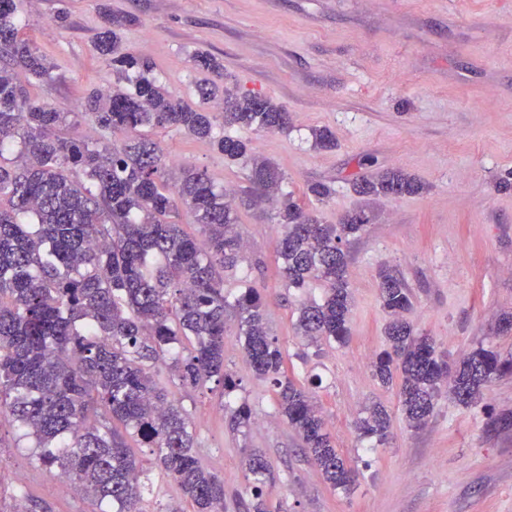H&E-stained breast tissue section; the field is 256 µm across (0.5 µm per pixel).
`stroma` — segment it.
Instances as JSON below:
<instances>
[{
    "label": "stroma",
    "mask_w": 512,
    "mask_h": 512,
    "mask_svg": "<svg viewBox=\"0 0 512 512\" xmlns=\"http://www.w3.org/2000/svg\"><path fill=\"white\" fill-rule=\"evenodd\" d=\"M132 14L124 48L146 55L174 96L197 104L192 52L224 62L238 89L285 108V131L248 132L254 151L284 173V191L322 221L363 206L354 182L377 172L414 176L424 193L381 198L363 233L346 243L352 302L346 344L311 345L295 333L301 303L320 293L284 288L277 243L283 229L267 204L238 205L246 262L226 269L224 289L258 288L265 322L296 382L320 375L315 397L338 451L358 470L345 489L331 488L277 412L276 396L243 355L236 320L224 337V363L241 387L191 389L156 377L195 424L201 462L224 477L227 495L249 499L244 455L260 450L270 465V512H512V374L463 407L439 396L421 429L409 428L395 388L369 370L386 346L389 321L378 295V270L396 269L413 294L406 318L450 361L477 345L512 355V335H495L512 311V0H36L41 22L22 16V38L53 65L49 82L32 94L55 109L77 111L93 90L111 86L112 69L97 53L101 9ZM66 14V26L55 21ZM328 129L333 150L315 148L312 132ZM165 159L207 169L217 183L243 192L249 171L208 142L175 129H151ZM335 195L316 204L310 184ZM247 402L250 428L230 420L229 406ZM379 404L391 417L386 445L358 438L354 423ZM148 490L143 512L180 503L178 486L136 447ZM42 512H96L75 485L61 486L16 431L0 427V512L28 501Z\"/></svg>",
    "instance_id": "stroma-1"
}]
</instances>
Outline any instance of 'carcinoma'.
Here are the masks:
<instances>
[{
	"instance_id": "carcinoma-1",
	"label": "carcinoma",
	"mask_w": 512,
	"mask_h": 512,
	"mask_svg": "<svg viewBox=\"0 0 512 512\" xmlns=\"http://www.w3.org/2000/svg\"><path fill=\"white\" fill-rule=\"evenodd\" d=\"M24 0H0V422L6 421L49 468L78 482L98 512H142L145 484L131 437L153 449L191 512H224V477L197 457L194 424L155 379L168 366L183 387L215 381L228 394L238 386L224 365L225 314L237 313L242 350L255 375L277 395L288 425L301 437L326 483L347 488L348 468L310 386L288 377L285 356L270 337L263 301L250 286L224 292V268L243 259L245 243L235 202L204 169L179 175L141 128H175L209 141L225 158L249 168L247 198L276 210L285 229L279 246L287 288L314 281L320 299L300 309L297 334L311 343L343 345L351 310L344 244L370 221L364 209L324 224L282 192L284 174L257 155L233 129L282 131L289 113L271 99L224 86V63L203 52L192 61L213 79L197 85L202 112L169 94L153 62L121 47L137 22L101 8L98 54L126 87L94 90L82 112H60L30 95L47 82L46 56L18 35ZM87 118L104 132L124 131L121 145L106 137L78 140L66 129ZM364 197L414 195L422 186L399 171L353 184ZM188 207L204 239L173 221ZM379 299L388 313V349L370 362L384 385L399 374V403L411 428L425 425L442 389L459 405L478 404L483 388L512 372V357L482 344L457 365L403 319L411 293L389 267L378 271ZM239 428L251 408L232 411ZM386 412L374 407L356 422L362 437H389ZM251 500L245 512H268V464L246 453Z\"/></svg>"
}]
</instances>
